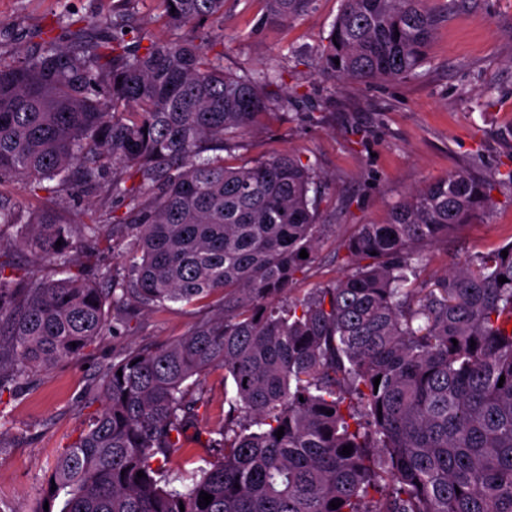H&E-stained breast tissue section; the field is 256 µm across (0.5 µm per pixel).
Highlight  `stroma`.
<instances>
[{
    "instance_id": "stroma-1",
    "label": "stroma",
    "mask_w": 512,
    "mask_h": 512,
    "mask_svg": "<svg viewBox=\"0 0 512 512\" xmlns=\"http://www.w3.org/2000/svg\"><path fill=\"white\" fill-rule=\"evenodd\" d=\"M112 2L0 0V56L36 52L50 34L59 46H73ZM340 6V0H318L294 23L271 28L259 23V0H225L223 24L206 28L224 45L226 70H256L279 60L287 69L284 82L269 89L285 106L225 146L223 157L225 165L237 166L290 151L315 168L318 251L289 284L292 298L341 277L343 242L360 225L386 222L392 205L411 190L454 170L487 178L512 168V0H460L439 24L414 78L335 85L315 63ZM292 47L298 58H288ZM495 191L488 210L429 248L422 279L512 242V187ZM213 313L205 303L139 311L129 326L38 376L19 397L0 399L7 419L0 437V512H30L38 504L57 457L101 408L96 383L102 364L119 352L170 343ZM195 393L206 410L185 442L205 457L198 431L224 417L223 371L208 373Z\"/></svg>"
}]
</instances>
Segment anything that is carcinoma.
<instances>
[{"mask_svg":"<svg viewBox=\"0 0 512 512\" xmlns=\"http://www.w3.org/2000/svg\"><path fill=\"white\" fill-rule=\"evenodd\" d=\"M158 2L180 37L144 48L139 29L102 15L93 26L112 35L96 46L49 37L0 60V184L45 193L32 213L0 196V235L51 269L0 260V397L140 308L218 307L100 368L102 407L34 512H512V242L417 284L423 246L489 208L490 184L454 171L410 191L343 243L342 277L283 303L318 246L312 168L291 152L238 167L201 154L256 126L284 71L224 70L203 33L224 21V0ZM259 2L270 27L315 4ZM441 21L429 0H342L317 72L410 79ZM102 191L123 203L128 243L92 279L73 249L99 245L108 225L93 213L73 224L53 199ZM213 369L232 388L205 431L219 452L187 460L174 487L169 464L204 406L191 389Z\"/></svg>","mask_w":512,"mask_h":512,"instance_id":"obj_1","label":"carcinoma"}]
</instances>
